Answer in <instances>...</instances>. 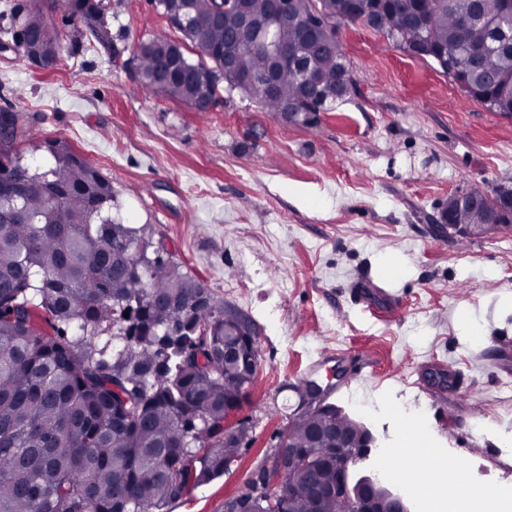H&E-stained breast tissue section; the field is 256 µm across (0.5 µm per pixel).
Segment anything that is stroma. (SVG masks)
<instances>
[{
    "instance_id": "stroma-1",
    "label": "stroma",
    "mask_w": 512,
    "mask_h": 512,
    "mask_svg": "<svg viewBox=\"0 0 512 512\" xmlns=\"http://www.w3.org/2000/svg\"><path fill=\"white\" fill-rule=\"evenodd\" d=\"M103 2L109 43L66 65L0 52V108L89 160L112 186L113 218L256 329L255 384L235 414L254 441L168 512H224L306 378L378 447L425 444L461 456L473 487H512V232L464 244L437 224L449 194L512 186V115L360 23L339 27L356 91L313 126L236 90L198 112L139 77L137 44L178 35L159 0ZM323 351L344 358L317 364ZM452 368L466 394L442 385Z\"/></svg>"
}]
</instances>
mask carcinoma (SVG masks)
I'll list each match as a JSON object with an SVG mask.
<instances>
[{
  "instance_id": "carcinoma-1",
  "label": "carcinoma",
  "mask_w": 512,
  "mask_h": 512,
  "mask_svg": "<svg viewBox=\"0 0 512 512\" xmlns=\"http://www.w3.org/2000/svg\"><path fill=\"white\" fill-rule=\"evenodd\" d=\"M213 0H170L163 11L187 8L183 40L156 37L135 50L139 74L155 84L159 57L177 51L183 76L154 91L190 102L224 63V28L210 21ZM314 0H298L282 33L298 41L294 18ZM416 0H397L406 15ZM422 27L406 25L367 3L352 18L381 31L402 48L428 47L455 83L494 112H512V9L503 0H427ZM65 22L80 39L110 38L101 0H66ZM4 33L19 32L18 51L42 66L70 57L33 5L6 15ZM191 45L197 60L186 54ZM302 62L336 95L308 94L300 71L281 78L278 96L259 99L267 112L288 106L299 123L348 97L347 58L300 46ZM244 66H260L259 47L238 46ZM0 176L27 185L26 207L36 223H0V512H167L190 487L219 477L239 459L224 418L250 395L259 366L257 335L224 327L225 306L202 281L171 260H145L140 230L112 220V186L93 197L89 174H99L72 147L46 142L54 160L46 170L25 160L19 146L38 132L24 113L0 108ZM491 209L480 203L457 211L458 224H481ZM242 348L239 359L224 349ZM355 420L305 414L289 426L291 440H311L310 468L292 495L268 491L255 512H317L312 484L336 483V471L318 461L336 447V429ZM194 457V465L187 457Z\"/></svg>"
}]
</instances>
